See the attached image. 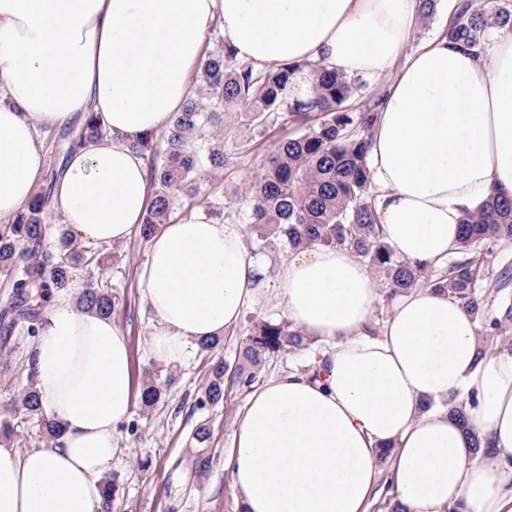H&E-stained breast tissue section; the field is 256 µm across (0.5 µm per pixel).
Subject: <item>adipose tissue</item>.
Returning a JSON list of instances; mask_svg holds the SVG:
<instances>
[{
	"label": "adipose tissue",
	"mask_w": 512,
	"mask_h": 512,
	"mask_svg": "<svg viewBox=\"0 0 512 512\" xmlns=\"http://www.w3.org/2000/svg\"><path fill=\"white\" fill-rule=\"evenodd\" d=\"M416 18L415 0H0V219L43 174L39 128L92 113L112 138L73 150L54 204L83 240H127L152 201L132 143L168 130L218 27L266 70L325 59L350 77L394 73L369 155L378 209L399 255L445 261L464 213L493 188L512 194V33L479 54L440 35L395 67ZM269 282L316 340L317 371L250 396L227 461L244 512H367L383 471L404 512H512V352L479 357L471 315L432 288L397 296L371 336L380 290L347 249L275 264L240 225L201 213L163 225L143 272L151 361L184 363ZM34 367L61 433L24 452L0 444V512H104L100 478L133 407L127 339L58 296ZM471 392L464 429L448 409Z\"/></svg>",
	"instance_id": "1"
}]
</instances>
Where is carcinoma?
<instances>
[{
	"label": "carcinoma",
	"mask_w": 512,
	"mask_h": 512,
	"mask_svg": "<svg viewBox=\"0 0 512 512\" xmlns=\"http://www.w3.org/2000/svg\"><path fill=\"white\" fill-rule=\"evenodd\" d=\"M512 28V10L491 14L466 4L443 35L448 41L480 51L490 29ZM214 48L198 63L194 95L173 116L163 142L149 133L133 147L148 163L153 201L138 225V237L149 241L164 224L175 220L181 197L198 192L201 181L213 179L238 156L251 153L258 139L287 125L290 135L274 141L264 152L260 172L240 193L244 207L227 213L221 201L210 202L207 214L222 221L238 218L249 225L253 243L261 250L297 252L315 246L341 247L375 271L386 284L384 302L398 293L432 286L465 307L481 328L479 356L512 350V297L493 308L481 290L492 246L512 245V196L492 191L486 205L465 215L459 254L439 274L398 255L381 224L369 168V151L383 94L359 97L354 79L326 60L286 65L276 71L259 69L238 58L220 29L211 35ZM112 138L92 114L81 125L53 132L55 162L50 175L28 204L9 224L0 225V273L8 278L13 295L0 312V335L36 336L44 323L43 307L30 304L32 290L49 295L66 292L78 271L87 274L76 305L103 316L118 306L119 284L103 280L105 246L80 240L64 224L51 223L53 184L64 158L77 145ZM221 339L198 344L205 356L206 376L196 408L224 403L226 393L249 392L261 371L280 352L309 351L313 339L287 320L271 316L251 318L246 337L233 364L216 355ZM28 366V384L15 412L0 419V442L17 437L38 419L46 439L59 436V424L44 415L40 393ZM173 377L148 375L140 389V405L152 409L163 402ZM208 422L200 421L191 436L196 452L194 474L202 477L212 465ZM104 497L112 503L120 477L101 479Z\"/></svg>",
	"instance_id": "1"
}]
</instances>
